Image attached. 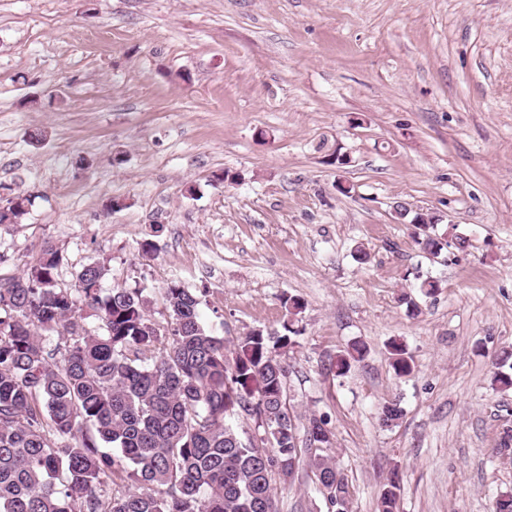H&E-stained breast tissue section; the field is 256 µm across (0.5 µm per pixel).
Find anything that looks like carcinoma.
<instances>
[{
  "label": "carcinoma",
  "mask_w": 512,
  "mask_h": 512,
  "mask_svg": "<svg viewBox=\"0 0 512 512\" xmlns=\"http://www.w3.org/2000/svg\"><path fill=\"white\" fill-rule=\"evenodd\" d=\"M31 197L14 192L0 224H17ZM419 225L416 243H443ZM61 255L46 244L22 274L0 278V512H276L272 478L294 474L299 453L328 512H347L349 488L329 454L334 433L312 417L299 434L286 407L288 352L303 303L283 299L281 330L216 336L200 317L201 294L172 280L165 322L144 289L106 292L104 265L58 282ZM358 341L336 357L343 375L363 358ZM398 376L413 371L391 344ZM493 384L512 387V355L494 361ZM251 419L266 436L233 425ZM304 448H298V444ZM398 474L387 478L379 512H396Z\"/></svg>",
  "instance_id": "1"
}]
</instances>
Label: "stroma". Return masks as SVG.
<instances>
[{
    "label": "stroma",
    "instance_id": "stroma-1",
    "mask_svg": "<svg viewBox=\"0 0 512 512\" xmlns=\"http://www.w3.org/2000/svg\"><path fill=\"white\" fill-rule=\"evenodd\" d=\"M0 183L33 199L0 225L1 277L49 244L62 282L99 261L157 320L171 280L203 289L227 338L301 298L287 401L328 420L350 512H378L394 470L397 512L512 491V390L491 385L512 350V0H0ZM398 202L437 217L439 257ZM274 488L278 512H327L306 463Z\"/></svg>",
    "mask_w": 512,
    "mask_h": 512
}]
</instances>
